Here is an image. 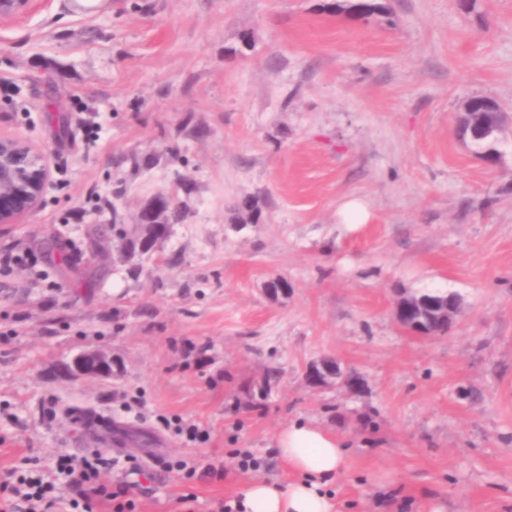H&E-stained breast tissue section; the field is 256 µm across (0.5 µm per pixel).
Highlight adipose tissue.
Masks as SVG:
<instances>
[{"label": "adipose tissue", "instance_id": "ef3b65f1", "mask_svg": "<svg viewBox=\"0 0 512 512\" xmlns=\"http://www.w3.org/2000/svg\"><path fill=\"white\" fill-rule=\"evenodd\" d=\"M276 446L293 480L285 487L274 482L252 483L243 493L241 512H333L328 486L347 463L343 440L298 420L279 433Z\"/></svg>", "mask_w": 512, "mask_h": 512}]
</instances>
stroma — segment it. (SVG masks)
Here are the masks:
<instances>
[{
  "label": "stroma",
  "mask_w": 512,
  "mask_h": 512,
  "mask_svg": "<svg viewBox=\"0 0 512 512\" xmlns=\"http://www.w3.org/2000/svg\"><path fill=\"white\" fill-rule=\"evenodd\" d=\"M350 2L33 0L0 22V134L51 171L0 224L24 255L0 271V474L90 453L83 409L125 433L108 477L136 512H212L288 484L275 437L311 420L347 445L334 512H512V131L489 165L456 130L472 97L512 113V0ZM162 195L187 210L160 251L91 237ZM403 290L458 294L456 326L406 334ZM88 346L112 378L67 374ZM326 358L352 388L309 385ZM154 439L164 468L134 474Z\"/></svg>",
  "instance_id": "obj_1"
}]
</instances>
